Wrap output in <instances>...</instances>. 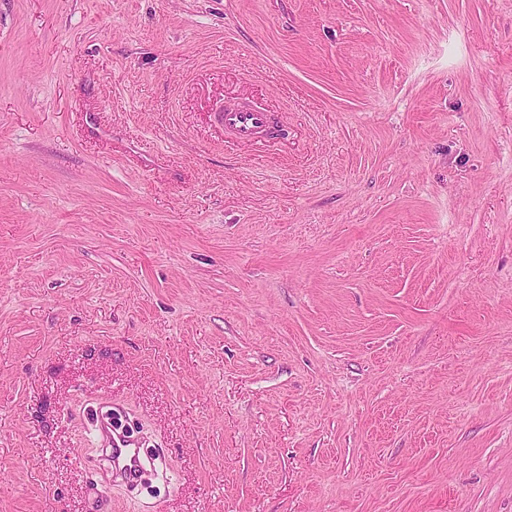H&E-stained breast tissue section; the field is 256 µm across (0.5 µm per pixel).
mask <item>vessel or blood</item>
I'll return each mask as SVG.
<instances>
[{"label":"vessel or blood","mask_w":512,"mask_h":512,"mask_svg":"<svg viewBox=\"0 0 512 512\" xmlns=\"http://www.w3.org/2000/svg\"><path fill=\"white\" fill-rule=\"evenodd\" d=\"M216 119L223 125L225 133L235 140L265 144L274 138L269 115L245 104L224 107ZM95 442L106 460L103 473L111 482L137 485L154 461L153 456L142 450L127 432L118 430L102 418L95 424Z\"/></svg>","instance_id":"1"}]
</instances>
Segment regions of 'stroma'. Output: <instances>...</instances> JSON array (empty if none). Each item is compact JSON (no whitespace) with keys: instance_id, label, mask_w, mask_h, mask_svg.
Returning a JSON list of instances; mask_svg holds the SVG:
<instances>
[{"instance_id":"stroma-1","label":"stroma","mask_w":512,"mask_h":512,"mask_svg":"<svg viewBox=\"0 0 512 512\" xmlns=\"http://www.w3.org/2000/svg\"><path fill=\"white\" fill-rule=\"evenodd\" d=\"M0 512H512V0H0ZM216 119L235 140L266 144L275 138L267 112L245 104L225 106ZM95 442L103 452L108 465L103 468L106 479L112 483L120 481L135 486L146 473L154 458L142 450L140 444L125 431L95 414Z\"/></svg>"}]
</instances>
